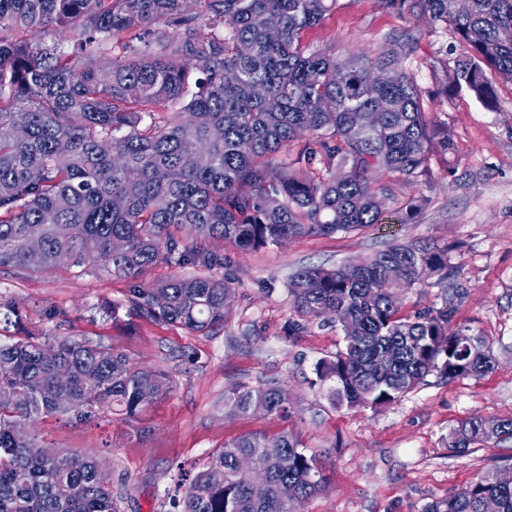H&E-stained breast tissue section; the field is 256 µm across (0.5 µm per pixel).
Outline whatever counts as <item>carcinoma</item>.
Listing matches in <instances>:
<instances>
[{
	"instance_id": "1",
	"label": "carcinoma",
	"mask_w": 512,
	"mask_h": 512,
	"mask_svg": "<svg viewBox=\"0 0 512 512\" xmlns=\"http://www.w3.org/2000/svg\"><path fill=\"white\" fill-rule=\"evenodd\" d=\"M0 0V267L47 272L67 258L101 264L134 279L165 260L178 265L223 259L199 252L196 237L256 250L313 234L350 233L383 221L368 173L384 168L412 183L427 178L435 150L451 154L446 128L428 117L414 78L402 70L406 44L393 39L375 59L339 60L302 45L337 0ZM401 14L426 13L463 47L446 74L451 94L497 107L496 80L512 81V0H386ZM276 17L280 33L269 35ZM69 30L70 49L35 29ZM143 32L140 44L123 40ZM390 65L395 78L370 85L368 71ZM385 105L375 130L365 113ZM306 132L295 169L268 159ZM321 164L316 168L315 164ZM351 168L342 178L338 170ZM41 247L29 246L31 239ZM124 250L112 253V242ZM448 272V247L426 239L388 245L333 269L302 267L289 290L297 319L336 322L345 350L321 364L342 406H387L430 372L453 380L495 368L488 344L448 332L450 303L413 319L399 316L396 288H415ZM394 277L386 294L374 283ZM232 282L214 275L176 277L129 288L126 307L195 333L224 327ZM0 322L23 331V315L0 302ZM168 391L164 374L135 367L111 349L26 333L0 339V512H119L99 462L78 452L43 455L35 425L44 415L78 422L105 410L128 418L148 407L143 393ZM230 415L288 417L278 385L233 388ZM512 440V417L486 430L462 421L448 434L452 453ZM254 459L268 479L255 498L238 468ZM316 456L291 435L247 434L224 443L190 479L173 512H300L323 486ZM75 484L85 488L72 497ZM288 490L292 500L283 497ZM512 512V485L492 474L424 512H482L485 499Z\"/></svg>"
}]
</instances>
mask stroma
<instances>
[{
    "label": "stroma",
    "instance_id": "1",
    "mask_svg": "<svg viewBox=\"0 0 512 512\" xmlns=\"http://www.w3.org/2000/svg\"><path fill=\"white\" fill-rule=\"evenodd\" d=\"M394 37L408 44L404 68L430 118L450 128L454 154L435 156L429 179L413 184L373 170L371 190L386 188L390 195L383 223L363 230L247 251L202 240L204 253L224 259L216 275L234 287L223 328L201 335L128 312L112 321L105 308L125 303L131 282L102 268H0V300L23 312L30 333L105 346L170 381L169 392L138 418L106 411L82 423L49 416L38 425L43 447L77 450L101 463L120 512H170L171 499L184 493L213 452L251 433L288 432L320 460L326 483L301 512H422L487 471L512 466V440H492L463 455L448 449V434L461 421L512 416V82H498L494 111L464 93L446 97L438 75L454 60L450 33L425 14H400L384 0H337L303 41L339 59L373 58ZM413 198L419 211L399 223V209ZM415 238L447 247L450 275L403 290L402 314L453 300L452 328L482 337L495 368L452 382L431 372L380 409L336 406L334 383L319 378L317 368L344 349V334L316 320L300 336L285 335L294 316L290 279L304 266L337 267ZM271 383L287 391L288 417L225 414L224 396L232 388Z\"/></svg>",
    "mask_w": 512,
    "mask_h": 512
}]
</instances>
